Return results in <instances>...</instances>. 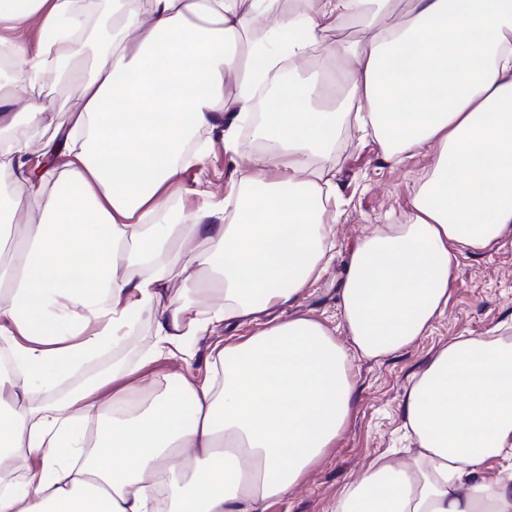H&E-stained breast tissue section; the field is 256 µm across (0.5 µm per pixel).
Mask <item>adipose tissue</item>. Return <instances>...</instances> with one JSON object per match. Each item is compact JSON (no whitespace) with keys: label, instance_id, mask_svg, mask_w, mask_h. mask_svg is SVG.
Returning <instances> with one entry per match:
<instances>
[{"label":"adipose tissue","instance_id":"1","mask_svg":"<svg viewBox=\"0 0 512 512\" xmlns=\"http://www.w3.org/2000/svg\"><path fill=\"white\" fill-rule=\"evenodd\" d=\"M369 1L118 0L79 109L39 140L0 142L15 209L40 214L0 225V352L13 363L0 369V512H265L334 446L354 360L426 335L458 253L512 234V0H373L366 37L330 39ZM81 4L0 0V29L34 21L42 34L0 44L15 83L38 93L71 78L62 34ZM260 17L273 29L248 40ZM312 58L323 79L282 85L253 119L255 88ZM222 121L225 143L250 122L258 144L226 224L219 208L172 209L169 190L188 136ZM352 124L385 159L431 155L411 213L352 245L337 327L269 319L334 259L326 162ZM176 272L195 302L165 300ZM147 318L152 350L60 392ZM219 323L255 330L216 342L210 375L143 385ZM403 407L415 451L375 457L329 512H512L511 340L455 338ZM498 457L507 467L485 479Z\"/></svg>","mask_w":512,"mask_h":512}]
</instances>
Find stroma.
Instances as JSON below:
<instances>
[{"mask_svg":"<svg viewBox=\"0 0 512 512\" xmlns=\"http://www.w3.org/2000/svg\"><path fill=\"white\" fill-rule=\"evenodd\" d=\"M213 145L199 162L181 168L172 189L176 205L194 212L223 201L231 184L248 173L247 157L255 145L247 131L238 130L236 142L225 147L219 132L208 135ZM428 160L422 156L400 164L388 162L377 142L351 130L336 155L334 182L339 215L333 228L336 258L313 293L298 305L273 310L276 318L309 314L334 319L341 277L351 244L379 224L404 223L417 182ZM251 329L217 327L197 338L185 358L164 357L144 372L146 382L185 369L205 375L210 347L229 335L245 336ZM456 336L512 338V236L481 252L458 254L453 270L448 307L430 332L395 354L354 365L356 392L350 418L324 459L290 497L273 503L268 512H327L340 488L355 479L377 455L395 451L397 460L408 456L404 437L403 399L413 375L421 372L436 353Z\"/></svg>","mask_w":512,"mask_h":512,"instance_id":"obj_1","label":"stroma"}]
</instances>
